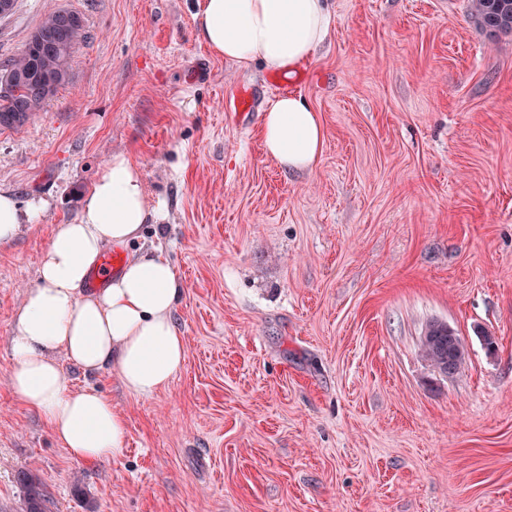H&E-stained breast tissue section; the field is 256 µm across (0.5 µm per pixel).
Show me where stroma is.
Listing matches in <instances>:
<instances>
[{"label": "stroma", "instance_id": "1", "mask_svg": "<svg viewBox=\"0 0 512 512\" xmlns=\"http://www.w3.org/2000/svg\"><path fill=\"white\" fill-rule=\"evenodd\" d=\"M469 2L329 0L328 39L288 79L213 55L197 0L0 18V63L53 11L86 29L69 82L0 130L23 214L0 243V512L24 471L50 512H512V33L489 39ZM245 87L255 106L234 111ZM289 89L326 127L309 173L261 147ZM119 152L166 205L140 245L181 279L186 359L149 397L63 362L126 419L123 453L87 464L12 394L9 342L54 226ZM432 320L466 342L454 376L420 356Z\"/></svg>", "mask_w": 512, "mask_h": 512}]
</instances>
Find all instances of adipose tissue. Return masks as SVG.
Returning <instances> with one entry per match:
<instances>
[{"label":"adipose tissue","instance_id":"1","mask_svg":"<svg viewBox=\"0 0 512 512\" xmlns=\"http://www.w3.org/2000/svg\"><path fill=\"white\" fill-rule=\"evenodd\" d=\"M332 21L327 0H197L195 13L198 38L214 55L288 77L311 63ZM260 137L265 156L293 172L313 171L324 152L319 112L292 89L270 102ZM162 215L138 166L114 154L85 194L78 222L56 226L39 284L16 316L11 390L75 460L119 456L126 421L102 393L70 388L57 354L86 374L115 370L140 396L167 387L183 366L185 339L174 319L183 288L162 250L137 251L103 287L85 286L105 246L140 240Z\"/></svg>","mask_w":512,"mask_h":512}]
</instances>
